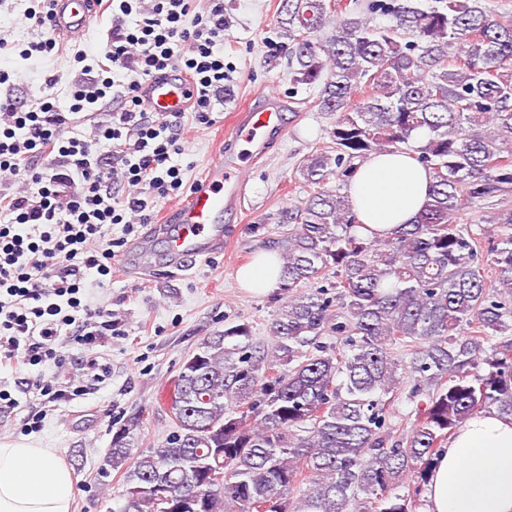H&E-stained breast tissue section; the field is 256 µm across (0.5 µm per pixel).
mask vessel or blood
<instances>
[{
	"label": "vessel or blood",
	"mask_w": 512,
	"mask_h": 512,
	"mask_svg": "<svg viewBox=\"0 0 512 512\" xmlns=\"http://www.w3.org/2000/svg\"><path fill=\"white\" fill-rule=\"evenodd\" d=\"M95 14L94 0H53L51 24L62 39L80 38ZM189 81L172 72L155 75L142 89L148 111L168 114L188 106ZM286 105L281 97L259 93L229 119V131L208 162L203 177L181 203L166 209L148 236L136 242V274L154 265L153 241L163 238L167 266L182 270L191 259H207L224 251V216L236 212L243 188L242 173L250 161L262 158L287 132Z\"/></svg>",
	"instance_id": "1"
}]
</instances>
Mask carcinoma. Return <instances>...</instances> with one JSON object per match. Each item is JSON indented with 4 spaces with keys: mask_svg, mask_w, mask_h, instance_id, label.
<instances>
[{
    "mask_svg": "<svg viewBox=\"0 0 512 512\" xmlns=\"http://www.w3.org/2000/svg\"><path fill=\"white\" fill-rule=\"evenodd\" d=\"M276 23L295 82L336 113L333 146L299 166L307 198L277 220L288 301L271 343L237 324L184 360L160 447L139 449L138 415L116 428L99 477L120 474L129 512H415L460 424L512 415V205L481 216L499 228L486 250L458 223L512 193V20L480 0H283ZM417 139L433 183L416 223L353 234L331 177ZM400 369L408 434L390 422Z\"/></svg>",
    "mask_w": 512,
    "mask_h": 512,
    "instance_id": "1",
    "label": "carcinoma"
}]
</instances>
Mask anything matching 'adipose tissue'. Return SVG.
<instances>
[{
	"mask_svg": "<svg viewBox=\"0 0 512 512\" xmlns=\"http://www.w3.org/2000/svg\"><path fill=\"white\" fill-rule=\"evenodd\" d=\"M432 177L404 153L359 164L347 195L361 236L386 237L413 222L428 201ZM278 253L261 251L237 272L255 294L277 289ZM72 473L48 448L0 441V512H72ZM422 512H512V416L483 411L449 439L424 492Z\"/></svg>",
	"mask_w": 512,
	"mask_h": 512,
	"instance_id": "ef3b65f1",
	"label": "adipose tissue"
}]
</instances>
